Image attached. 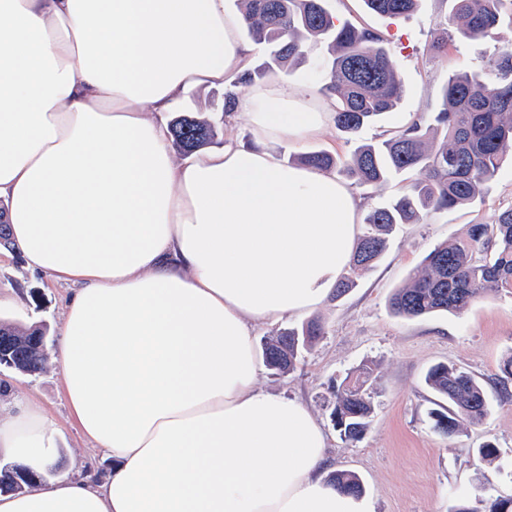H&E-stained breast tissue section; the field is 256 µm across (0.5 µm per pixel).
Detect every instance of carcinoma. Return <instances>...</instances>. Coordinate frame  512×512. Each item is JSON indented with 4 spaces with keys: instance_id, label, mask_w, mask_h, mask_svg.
<instances>
[{
    "instance_id": "obj_1",
    "label": "carcinoma",
    "mask_w": 512,
    "mask_h": 512,
    "mask_svg": "<svg viewBox=\"0 0 512 512\" xmlns=\"http://www.w3.org/2000/svg\"><path fill=\"white\" fill-rule=\"evenodd\" d=\"M325 0H238L249 36L265 47V58L255 70L237 76L240 87L256 76L284 71L303 61L317 46L323 48L321 90L334 95L336 128L346 135L393 111L403 97V87L383 38L373 30L350 22L337 23ZM376 14L408 17L418 0H363ZM454 29L434 32V47L448 46L454 38L476 41L503 14L512 17V0H451ZM176 147L195 153L217 135L205 118L179 115L169 126ZM512 157V51L497 49L481 73L460 71L448 77L442 104L429 118L423 116L381 141L364 143L341 160L325 151H313L296 162L323 172H336L356 187H380L408 170L420 178L382 207L370 210L363 221L350 275L341 278L334 296L355 285L362 272L372 268L388 248L389 236L399 224H422L431 211H446L473 204L483 196L506 157ZM512 294V206L494 224L476 223L466 233L435 246L407 281L389 299L393 314L418 319L438 313H460L472 303ZM38 329L21 332L0 320V336L22 344L16 361L36 373L43 369L41 350L31 344ZM323 335V325L310 319L265 338L266 366L279 373L293 370L301 351L310 349ZM376 367L364 363L334 386L331 420L346 442H357L373 414L369 388ZM500 392L512 382V352L500 364ZM425 385L439 398L430 412L433 429L452 436L480 423L491 404L484 386L469 372L438 363L425 376ZM22 466L0 469V493L23 492L33 485L13 484ZM329 481L340 489L363 492L360 478L336 471Z\"/></svg>"
}]
</instances>
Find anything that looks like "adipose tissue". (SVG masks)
Returning <instances> with one entry per match:
<instances>
[{"label":"adipose tissue","instance_id":"obj_1","mask_svg":"<svg viewBox=\"0 0 512 512\" xmlns=\"http://www.w3.org/2000/svg\"><path fill=\"white\" fill-rule=\"evenodd\" d=\"M224 0H0V205L30 271L69 284L52 358L81 436L111 459L0 512H373L328 480V436L256 387L258 328L332 294L362 233L350 185L268 150L333 125L335 102L250 88L254 147L175 164L167 113L250 67ZM42 408L0 417V458L42 469Z\"/></svg>","mask_w":512,"mask_h":512}]
</instances>
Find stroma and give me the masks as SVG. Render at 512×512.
Returning a JSON list of instances; mask_svg holds the SVG:
<instances>
[{
    "label": "stroma",
    "mask_w": 512,
    "mask_h": 512,
    "mask_svg": "<svg viewBox=\"0 0 512 512\" xmlns=\"http://www.w3.org/2000/svg\"><path fill=\"white\" fill-rule=\"evenodd\" d=\"M328 10L341 19L380 34L389 50L404 89L397 109L366 126L356 142L331 128L309 141L304 149L274 144L282 159L300 151L325 150L348 154L355 143L370 142L405 127L419 114L438 111L443 87L456 71L478 72L487 65L489 49L512 48V22L503 21L480 41L454 40L434 50L433 32L451 25L448 0H420L410 17L390 19L368 11L363 0H327ZM225 89L199 86L186 95L183 111L214 121V147L232 141L252 146L248 119H222ZM512 204V162H505L485 197L473 204L430 213L422 224H403L391 235L389 248L375 268L364 273L345 296L329 298L316 312L324 333L299 358L293 372L277 375L262 369L260 388L296 397L322 422L329 438L330 468L355 472L373 512H451L458 496H466L475 512H489L495 499L512 498V397L502 396L496 376L512 351V295L477 301L460 313L423 319L393 315L388 300L433 247L464 234L468 225L495 223L503 206ZM70 295L68 286L44 273L27 270L10 251L0 252V318L22 330L42 327L46 349H54L57 326ZM445 362L465 368L484 384L491 411L476 426L448 437L435 431L428 412L433 394L423 375L433 364ZM363 363L378 368L371 386L374 413L358 442L341 440L330 413V385ZM14 394L35 398L57 430L58 453L49 465L52 475L82 461L99 473L112 461L81 438L75 428L61 384L60 370L45 361L40 373L6 371ZM494 441L500 458L486 464L473 448Z\"/></svg>",
    "instance_id": "1"
}]
</instances>
